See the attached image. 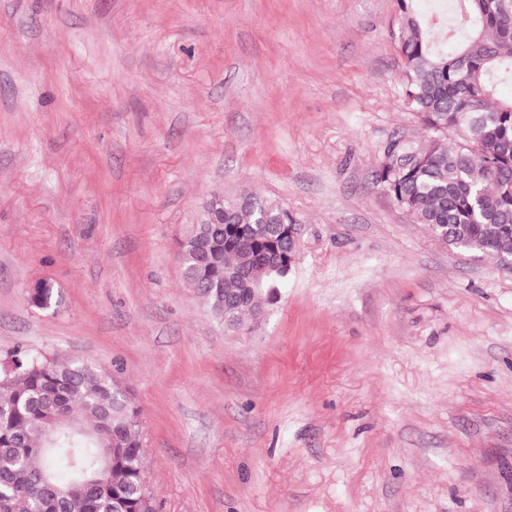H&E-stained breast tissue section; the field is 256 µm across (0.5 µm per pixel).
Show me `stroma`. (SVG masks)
Here are the masks:
<instances>
[{"instance_id":"stroma-1","label":"stroma","mask_w":512,"mask_h":512,"mask_svg":"<svg viewBox=\"0 0 512 512\" xmlns=\"http://www.w3.org/2000/svg\"><path fill=\"white\" fill-rule=\"evenodd\" d=\"M398 29L396 0H0V350L117 371L157 512H512V270L375 184L423 139ZM216 195L302 226L238 331L176 258ZM32 287L28 291V298L34 307L52 309L60 303L59 294L51 283L42 281L35 288Z\"/></svg>"}]
</instances>
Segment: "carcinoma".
<instances>
[{
    "label": "carcinoma",
    "instance_id": "obj_1",
    "mask_svg": "<svg viewBox=\"0 0 512 512\" xmlns=\"http://www.w3.org/2000/svg\"><path fill=\"white\" fill-rule=\"evenodd\" d=\"M397 5L400 96L418 114L427 144L415 147L418 163L409 168L382 163L376 183L440 242L497 260L512 253V97L497 93L512 84V8L452 0L451 18L430 22L415 0ZM257 204L251 196L225 204V223H259ZM267 207L266 223H297L283 205ZM266 247L260 235L222 253L231 276L224 287L235 289L232 329L256 319L286 280L273 271L256 292L233 281ZM28 298L38 309L59 304L47 281ZM142 463L140 409L116 374L19 344L0 354V512H141ZM42 473L69 489L62 503L35 489Z\"/></svg>",
    "mask_w": 512,
    "mask_h": 512
}]
</instances>
